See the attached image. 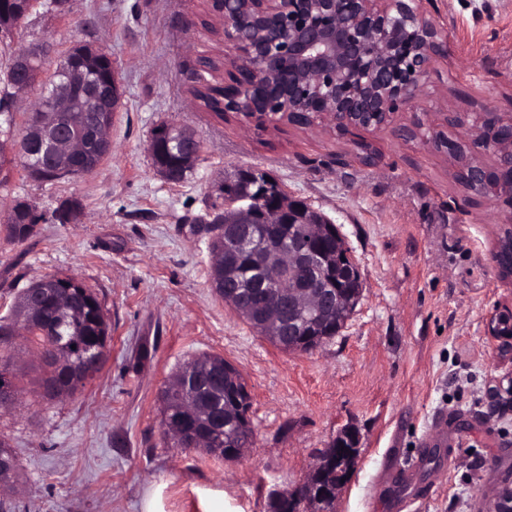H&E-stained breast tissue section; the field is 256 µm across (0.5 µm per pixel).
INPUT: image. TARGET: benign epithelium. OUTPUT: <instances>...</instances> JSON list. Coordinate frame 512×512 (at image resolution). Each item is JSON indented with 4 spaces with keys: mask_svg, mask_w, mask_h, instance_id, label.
Returning a JSON list of instances; mask_svg holds the SVG:
<instances>
[{
    "mask_svg": "<svg viewBox=\"0 0 512 512\" xmlns=\"http://www.w3.org/2000/svg\"><path fill=\"white\" fill-rule=\"evenodd\" d=\"M245 2L252 20L240 19ZM215 6L211 17L219 22L226 48L221 78L231 84L238 72L254 75L259 86L247 109L224 101V111L240 116L249 126L266 130L279 125L293 126L289 118L312 113L326 133L352 142L359 158L375 155L369 142L358 138L362 132L380 130L393 124L400 111L415 108L413 118L397 125V136L450 160L452 172L461 175L459 187L471 203L490 200L506 214L497 225L491 259L497 278L512 281V114L498 112H455L419 103L421 91L437 58L447 52L443 30L428 19L419 0H207ZM37 50L17 56L21 66L9 88L6 117L39 81L31 60ZM58 71L65 86L46 95L39 107L38 136L17 151L34 154L41 163L30 168L35 178L42 171L70 176L78 170L73 160L85 154L92 142L110 141L109 128H97L93 139L80 131L72 113L84 111L94 102L110 108L122 98L117 75L104 85L91 82L83 70L68 59ZM464 132L457 140L448 138L447 128ZM196 135L175 128L168 145L193 153ZM248 183L261 187L268 205L257 218L250 198L233 193L234 186ZM317 214L305 202L294 199L277 183L263 180L251 170L237 169L224 176V223L228 231L224 245L242 253L262 252V263L238 280L231 299L250 306H268L264 325L279 329L290 341H309L316 349L321 339L309 340L319 317L329 310L351 316L360 301L362 288L350 292L327 280L323 271L327 256L316 241L336 236L335 226L313 224L309 237L272 243L276 224L307 221ZM336 273L361 283L358 265L348 252L336 258ZM512 308L505 306L486 322L488 335L500 341L499 356L512 357ZM492 402L512 408V372L496 378L488 387ZM360 436L353 428L336 437V457H321L311 467L318 482L304 481V495L316 504L339 494L341 481L331 480L334 470H348L351 457L359 450ZM490 512H512V485L504 484L492 493Z\"/></svg>",
    "mask_w": 512,
    "mask_h": 512,
    "instance_id": "7a95c632",
    "label": "benign epithelium"
}]
</instances>
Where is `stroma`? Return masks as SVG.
<instances>
[{
  "instance_id": "1",
  "label": "stroma",
  "mask_w": 512,
  "mask_h": 512,
  "mask_svg": "<svg viewBox=\"0 0 512 512\" xmlns=\"http://www.w3.org/2000/svg\"><path fill=\"white\" fill-rule=\"evenodd\" d=\"M447 34L425 101L461 112L512 113V0H421ZM199 0H68L36 8L10 49L50 45L45 71L77 44L104 49L122 84L112 154L90 174L43 184L14 169L0 184V214L31 201L50 211L76 197L77 224H38L13 241L0 230V321L18 295L48 276H74L104 307L112 336L99 373L74 396L34 400L36 356L22 339L0 350L21 395L0 408L21 480L0 491L14 512H142L163 484V512H270L272 495L300 485L320 451L347 426L360 454L335 512H486L512 481V411L486 389L504 367L484 322L512 303L490 260L503 218L493 203H466L441 157L367 134L376 164L321 128L260 131L234 114L195 105L201 56L217 44L187 29ZM161 123L195 132L200 158L184 181L165 180L149 151ZM275 179L337 224L357 263L363 294L344 328L311 352L285 351L260 336L211 286L210 238L199 218L227 171ZM224 356L251 395L252 446L235 462L180 452L161 439L158 393L186 361ZM423 458L403 491L396 460Z\"/></svg>"
}]
</instances>
